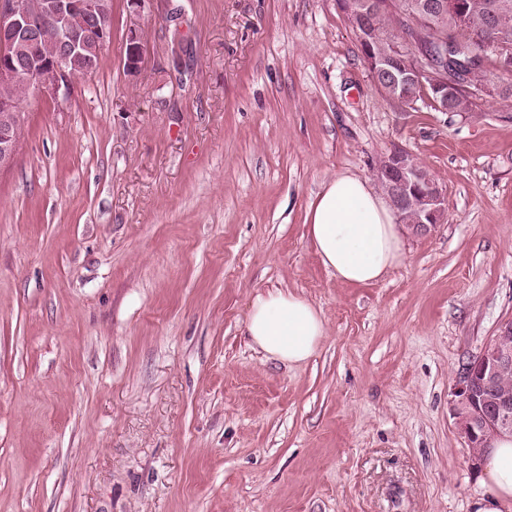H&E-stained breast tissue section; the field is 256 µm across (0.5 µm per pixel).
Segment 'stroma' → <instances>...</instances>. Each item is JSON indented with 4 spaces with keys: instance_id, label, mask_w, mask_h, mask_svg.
Masks as SVG:
<instances>
[{
    "instance_id": "35a3bbf8",
    "label": "stroma",
    "mask_w": 512,
    "mask_h": 512,
    "mask_svg": "<svg viewBox=\"0 0 512 512\" xmlns=\"http://www.w3.org/2000/svg\"><path fill=\"white\" fill-rule=\"evenodd\" d=\"M24 111L0 169V512H480L453 407L512 319V98L389 99L336 0H112L97 71ZM396 149L448 217L383 281L338 282L307 208ZM272 287L325 320L303 363L244 334ZM142 43L136 28L129 30L125 45L124 68L128 75L135 76L141 68Z\"/></svg>"
}]
</instances>
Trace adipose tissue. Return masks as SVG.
Returning a JSON list of instances; mask_svg holds the SVG:
<instances>
[{
	"label": "adipose tissue",
	"mask_w": 512,
	"mask_h": 512,
	"mask_svg": "<svg viewBox=\"0 0 512 512\" xmlns=\"http://www.w3.org/2000/svg\"><path fill=\"white\" fill-rule=\"evenodd\" d=\"M305 225L320 263L342 283L380 282L406 260L404 225L393 206L358 176L339 174L328 181L311 202ZM244 334L265 357L293 365L315 354L326 325L306 298L273 289L251 301ZM483 482L491 495L482 512L512 507V436L495 439Z\"/></svg>",
	"instance_id": "ef3b65f1"
}]
</instances>
